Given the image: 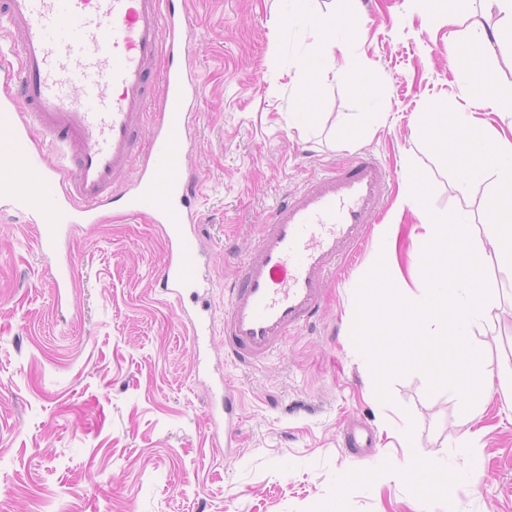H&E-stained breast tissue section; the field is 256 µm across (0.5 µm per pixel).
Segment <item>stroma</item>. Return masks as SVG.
Returning <instances> with one entry per match:
<instances>
[{"instance_id":"obj_1","label":"stroma","mask_w":512,"mask_h":512,"mask_svg":"<svg viewBox=\"0 0 512 512\" xmlns=\"http://www.w3.org/2000/svg\"><path fill=\"white\" fill-rule=\"evenodd\" d=\"M188 48L201 93L185 168L206 252L201 290L185 305L209 308L212 362L238 395V438L215 446L210 389L195 375L179 305L153 288L164 242L142 218L110 211L81 226L71 251L70 309L57 311L26 216L0 200V512H512V266L488 252L495 305L472 328L488 377L485 404L465 414L447 390L411 371L376 392L353 338L356 291L381 256L396 252L410 291L425 287L420 221L402 204L406 172L419 170L439 215L464 214L484 239L491 196L463 184L418 133L444 104L486 134L512 128L459 91L452 35L499 25L497 12L443 17L444 0H309L310 11L362 18L332 56L302 22L295 0H187ZM311 62L304 71L302 62ZM377 94L365 109L359 83ZM309 114L295 117L299 98ZM365 152L393 171L389 202L367 244L326 286L316 325L281 356L244 368L224 358V285L257 226L281 197ZM395 225L396 244L385 243ZM372 429L369 460L342 447L350 418ZM471 450H463V441ZM449 472L450 494L421 495L390 471L405 457ZM479 480H472V473Z\"/></svg>"}]
</instances>
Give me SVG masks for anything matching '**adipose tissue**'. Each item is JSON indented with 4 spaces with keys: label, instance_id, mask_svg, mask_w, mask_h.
Segmentation results:
<instances>
[{
    "label": "adipose tissue",
    "instance_id": "adipose-tissue-1",
    "mask_svg": "<svg viewBox=\"0 0 512 512\" xmlns=\"http://www.w3.org/2000/svg\"><path fill=\"white\" fill-rule=\"evenodd\" d=\"M449 3L451 9L448 18L452 21L457 16L473 13L480 7L497 10L501 16L503 28H475L465 36L454 38L452 59L459 72L462 95H469L473 82H480L485 103L512 112V98L506 99L500 95L496 72L483 66L476 55L477 47H492L501 40L504 28L512 29V0H449Z\"/></svg>",
    "mask_w": 512,
    "mask_h": 512
}]
</instances>
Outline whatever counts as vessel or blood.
<instances>
[{
	"mask_svg": "<svg viewBox=\"0 0 512 512\" xmlns=\"http://www.w3.org/2000/svg\"><path fill=\"white\" fill-rule=\"evenodd\" d=\"M0 32L9 39L0 57L15 58L0 71L14 88L0 100V199L19 214L36 213L35 240L56 306H68L74 285L73 261L57 262V255L79 225L101 223L115 203L154 224L165 243L155 285L181 298L197 281L203 254L196 184L183 169L200 95L184 7L174 0H0ZM391 181L382 161L357 155L271 209L224 288L228 357L252 366L311 323L326 280L355 255ZM179 320L205 373L211 325L185 308ZM220 385L209 419L214 441L229 444L237 433L235 387L226 379ZM342 445L372 447V433L350 422Z\"/></svg>",
	"mask_w": 512,
	"mask_h": 512,
	"instance_id": "1",
	"label": "vessel or blood"
}]
</instances>
